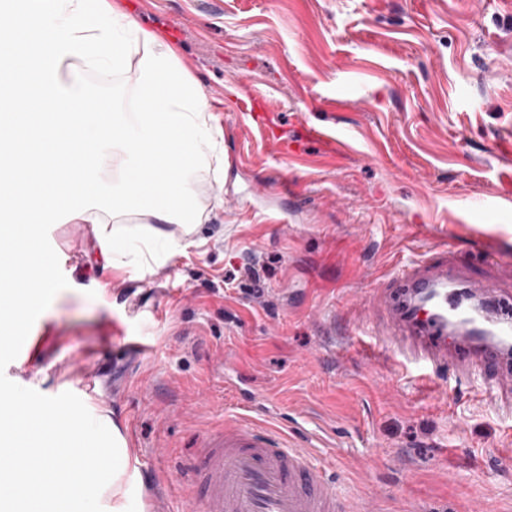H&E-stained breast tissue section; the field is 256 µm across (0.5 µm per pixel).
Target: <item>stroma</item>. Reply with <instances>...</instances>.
I'll return each mask as SVG.
<instances>
[{
  "mask_svg": "<svg viewBox=\"0 0 512 512\" xmlns=\"http://www.w3.org/2000/svg\"><path fill=\"white\" fill-rule=\"evenodd\" d=\"M178 48L224 137L207 210L164 264L115 268L92 225L49 238L69 282L7 378L70 391L119 428L154 512H187L200 433L250 387L331 437L333 476L381 512H512V361L449 358L444 390L399 353L394 279L440 249L460 287L512 276V7L503 0H120ZM327 137L314 141L310 128ZM141 338L144 355L125 351Z\"/></svg>",
  "mask_w": 512,
  "mask_h": 512,
  "instance_id": "35a3bbf8",
  "label": "stroma"
}]
</instances>
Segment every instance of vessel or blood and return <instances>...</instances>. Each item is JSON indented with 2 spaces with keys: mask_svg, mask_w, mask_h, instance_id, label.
I'll return each instance as SVG.
<instances>
[{
  "mask_svg": "<svg viewBox=\"0 0 512 512\" xmlns=\"http://www.w3.org/2000/svg\"><path fill=\"white\" fill-rule=\"evenodd\" d=\"M398 276L400 320L424 340L416 360L421 372L438 370L452 344L467 348L479 368L512 347V322L492 318L490 307L466 305L449 290L450 276L411 267ZM248 409L202 434L192 469V512H367L311 450L296 446L271 399L252 394Z\"/></svg>",
  "mask_w": 512,
  "mask_h": 512,
  "instance_id": "vessel-or-blood-1",
  "label": "vessel or blood"
}]
</instances>
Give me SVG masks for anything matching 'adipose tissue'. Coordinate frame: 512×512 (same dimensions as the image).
<instances>
[{
  "mask_svg": "<svg viewBox=\"0 0 512 512\" xmlns=\"http://www.w3.org/2000/svg\"><path fill=\"white\" fill-rule=\"evenodd\" d=\"M135 72L120 98L92 95L87 75ZM0 334L22 328L33 299L55 286L53 264L35 248L48 224L93 225L115 267L167 248L168 224L205 214L194 184L224 168L208 97L178 61L176 47L112 0H50L46 15L0 11ZM93 113L91 123L69 116ZM117 178L105 181L113 158ZM111 194V223L93 202Z\"/></svg>",
  "mask_w": 512,
  "mask_h": 512,
  "instance_id": "obj_1",
  "label": "adipose tissue"
}]
</instances>
